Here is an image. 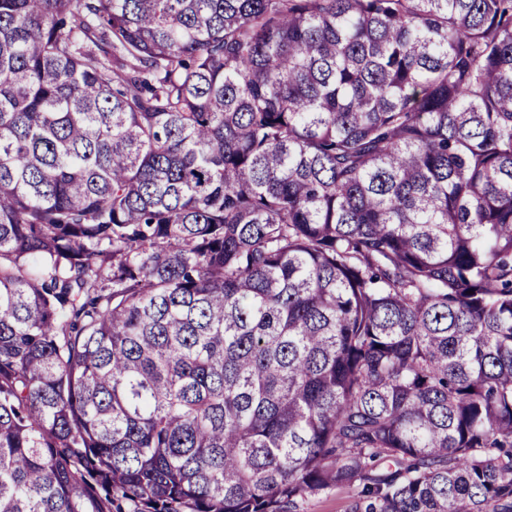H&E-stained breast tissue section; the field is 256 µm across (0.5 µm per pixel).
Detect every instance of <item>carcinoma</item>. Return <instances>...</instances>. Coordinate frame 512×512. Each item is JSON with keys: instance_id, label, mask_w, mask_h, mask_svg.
<instances>
[{"instance_id": "carcinoma-1", "label": "carcinoma", "mask_w": 512, "mask_h": 512, "mask_svg": "<svg viewBox=\"0 0 512 512\" xmlns=\"http://www.w3.org/2000/svg\"><path fill=\"white\" fill-rule=\"evenodd\" d=\"M512 512V0H0V512ZM351 492L346 488L332 489L326 493L309 496L300 512H347Z\"/></svg>"}]
</instances>
